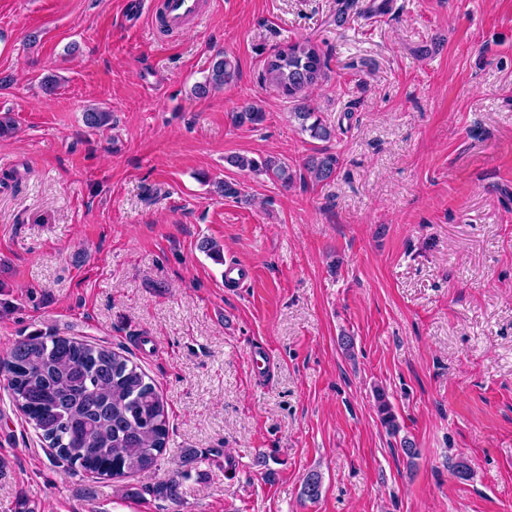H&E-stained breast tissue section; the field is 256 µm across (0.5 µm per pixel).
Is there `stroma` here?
I'll use <instances>...</instances> for the list:
<instances>
[{"label":"stroma","instance_id":"obj_1","mask_svg":"<svg viewBox=\"0 0 512 512\" xmlns=\"http://www.w3.org/2000/svg\"><path fill=\"white\" fill-rule=\"evenodd\" d=\"M136 2L0 0V358L39 330L127 351L168 442L125 478L75 472L0 388V512H512V0H201L172 35ZM303 39L329 57L309 94L328 143L261 79ZM219 52L234 80L195 95ZM245 100L263 124L232 123ZM94 106L111 127L85 126ZM180 468L179 501L155 496ZM337 165L336 154L323 151L308 160L306 170L315 180L325 181L334 177ZM227 161L232 166L241 170L263 173L285 188L294 182L295 174L292 168L288 166V163L276 157L267 156L256 159L254 157L236 155L227 159ZM375 400L377 415L381 426L387 433L395 436L400 431V426L386 393L380 389L376 390Z\"/></svg>","mask_w":512,"mask_h":512}]
</instances>
